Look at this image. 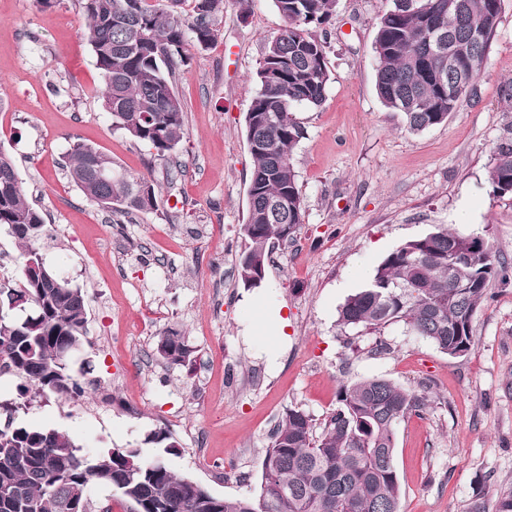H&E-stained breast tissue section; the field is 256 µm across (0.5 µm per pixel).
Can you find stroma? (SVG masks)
Here are the masks:
<instances>
[{
    "label": "stroma",
    "mask_w": 512,
    "mask_h": 512,
    "mask_svg": "<svg viewBox=\"0 0 512 512\" xmlns=\"http://www.w3.org/2000/svg\"><path fill=\"white\" fill-rule=\"evenodd\" d=\"M385 7L337 0L326 101L296 112L306 129L292 159L304 221L294 241L275 247L262 287L247 289L236 270L252 172L244 116L264 43L284 26L272 0H224L216 43L188 48L175 84L183 173L163 186L156 210L124 224L68 178L74 141L135 176L161 181L163 167L113 127L77 0H0V148L45 217L46 262L86 291L87 341L70 366H91L105 389L82 403L35 399L17 422L65 430L88 457L136 447L154 455L147 437L166 429L176 473L237 497L256 493L287 409L319 431L341 384L383 377L432 399L398 428L402 512H468L477 496L494 504L499 483L512 480V279L493 283L461 358L401 323L368 333L337 320L393 249L436 225H467L512 261V198L494 196L487 181L490 151L512 121L502 95L512 82V0L501 2L477 98L418 134L376 93L373 41ZM262 307L286 322L279 344L247 332ZM168 329L194 347L192 367L157 355Z\"/></svg>",
    "instance_id": "1"
}]
</instances>
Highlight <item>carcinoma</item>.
Segmentation results:
<instances>
[{
	"instance_id": "obj_1",
	"label": "carcinoma",
	"mask_w": 512,
	"mask_h": 512,
	"mask_svg": "<svg viewBox=\"0 0 512 512\" xmlns=\"http://www.w3.org/2000/svg\"><path fill=\"white\" fill-rule=\"evenodd\" d=\"M191 2L184 14L180 5ZM86 38L104 81V107L114 128L148 146L152 161L178 174L174 151L185 135V115L174 90L187 62L186 47L213 45L224 0H77ZM284 27L265 42L258 88L245 126L253 168L244 247L237 274L259 288L261 270L277 244L303 223V199L292 163L306 131L294 112L319 108L331 80L326 32L336 0H272ZM501 0H387L374 39L375 87L382 103L404 116L415 134L448 120L462 98L477 95L476 78L488 58ZM112 16V24L105 18ZM116 168L99 148L77 142L66 172L85 199L122 224L136 212L158 208L160 185L120 171L102 182L94 168ZM11 155L0 148V229L22 249L16 286L0 285V363L21 380L18 399L77 400L99 390L98 381L73 375L70 361L88 335L84 289L58 278L38 243L44 218L31 204ZM487 180L497 197L512 196V123L494 144ZM509 263L488 239L442 225L397 246L375 268L369 283L341 306L338 324L378 331L402 322L451 357L473 346L474 319L490 299V286L508 278ZM27 298L28 315L14 303ZM157 354L170 365L192 363L194 348L169 329ZM430 406L427 392L373 377L347 383L321 433L305 412L290 408L266 448L257 494L218 497L200 482L172 470L165 455L176 451L160 429L146 442L163 453L114 448L88 458L70 434L8 421L0 425V512H94L93 485L115 491L134 512H401V483L393 463L396 433L408 416ZM494 512H512V484L497 492Z\"/></svg>"
}]
</instances>
